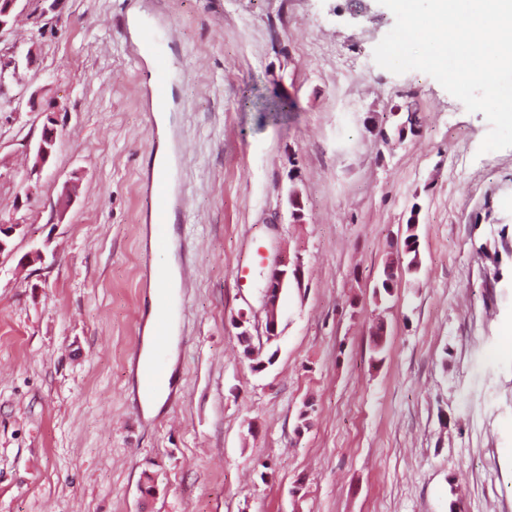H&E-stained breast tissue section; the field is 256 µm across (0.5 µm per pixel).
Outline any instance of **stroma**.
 Segmentation results:
<instances>
[{"label": "stroma", "instance_id": "stroma-1", "mask_svg": "<svg viewBox=\"0 0 512 512\" xmlns=\"http://www.w3.org/2000/svg\"><path fill=\"white\" fill-rule=\"evenodd\" d=\"M34 9L6 42L37 60L0 88V224L18 227L0 254V512H512V148L480 153L482 113L375 63L393 14L378 0ZM142 25L171 62L163 134ZM279 99L294 110L263 111ZM50 122L60 139L36 172ZM164 146L184 149L174 247L192 277L176 389L151 416L132 352ZM411 219L421 267L377 297ZM296 255L304 286L282 295L273 363L251 371L235 321L264 323L270 271Z\"/></svg>", "mask_w": 512, "mask_h": 512}]
</instances>
